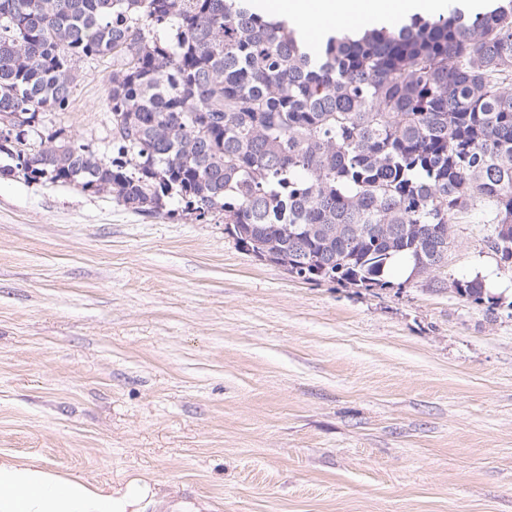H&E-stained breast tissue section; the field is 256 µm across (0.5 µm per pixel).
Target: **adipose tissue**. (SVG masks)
Returning a JSON list of instances; mask_svg holds the SVG:
<instances>
[{
	"instance_id": "adipose-tissue-1",
	"label": "adipose tissue",
	"mask_w": 512,
	"mask_h": 512,
	"mask_svg": "<svg viewBox=\"0 0 512 512\" xmlns=\"http://www.w3.org/2000/svg\"><path fill=\"white\" fill-rule=\"evenodd\" d=\"M260 5L296 23L313 43L333 26L395 25L409 16L448 11V0H260ZM156 497L154 482L142 475L99 484L56 472L33 457H0V512H147Z\"/></svg>"
}]
</instances>
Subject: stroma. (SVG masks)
Wrapping results in <instances>:
<instances>
[{
	"label": "stroma",
	"instance_id": "obj_1",
	"mask_svg": "<svg viewBox=\"0 0 512 512\" xmlns=\"http://www.w3.org/2000/svg\"><path fill=\"white\" fill-rule=\"evenodd\" d=\"M111 71L82 63L47 116L107 158ZM487 212L442 270L365 289L258 260L219 215L0 177V453L148 476L153 512H512V270ZM448 283L452 292L466 301L478 305L488 303L490 307L494 305V298L488 295L484 283L477 277L473 279L449 277Z\"/></svg>",
	"mask_w": 512,
	"mask_h": 512
}]
</instances>
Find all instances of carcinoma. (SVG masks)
Instances as JSON below:
<instances>
[{
    "instance_id": "cac0c4a2",
    "label": "carcinoma",
    "mask_w": 512,
    "mask_h": 512,
    "mask_svg": "<svg viewBox=\"0 0 512 512\" xmlns=\"http://www.w3.org/2000/svg\"><path fill=\"white\" fill-rule=\"evenodd\" d=\"M112 57V157L44 125ZM512 0L308 51L253 0H0V176L105 192L143 216L224 215L294 277L385 288L445 266L456 216L512 225ZM491 248L512 268V241ZM462 299L493 297L450 278Z\"/></svg>"
}]
</instances>
